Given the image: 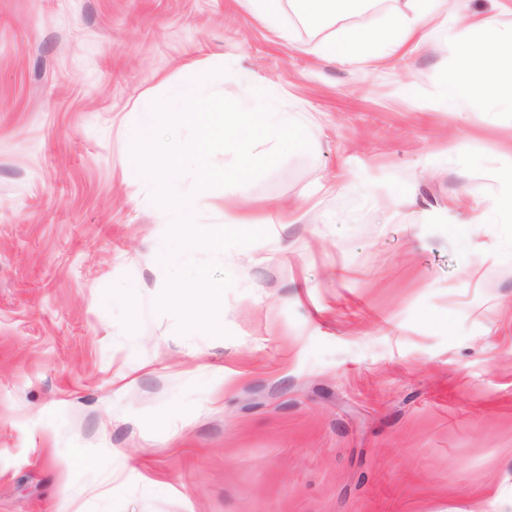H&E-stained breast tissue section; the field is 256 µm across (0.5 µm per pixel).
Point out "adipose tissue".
<instances>
[{
  "label": "adipose tissue",
  "mask_w": 512,
  "mask_h": 512,
  "mask_svg": "<svg viewBox=\"0 0 512 512\" xmlns=\"http://www.w3.org/2000/svg\"><path fill=\"white\" fill-rule=\"evenodd\" d=\"M446 2L427 0L414 14H389L383 27L376 31L343 27L333 40L321 44L319 50L346 64L364 62L376 42L400 48L421 35L424 26L439 18ZM295 3L303 21L316 26L330 18L365 11L372 0H295ZM507 55L501 32L493 20L483 19L471 24L459 50V66L448 82L449 98L469 101L477 108L490 100L512 101V79L502 74V63Z\"/></svg>",
  "instance_id": "obj_1"
}]
</instances>
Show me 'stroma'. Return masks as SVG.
I'll return each instance as SVG.
<instances>
[{"mask_svg": "<svg viewBox=\"0 0 512 512\" xmlns=\"http://www.w3.org/2000/svg\"><path fill=\"white\" fill-rule=\"evenodd\" d=\"M281 0H0V512H490L512 494V105L446 88L462 19L512 41V0H448L385 58L317 52ZM253 86L310 147L205 191L264 239L191 259L233 277L226 335L156 309L168 227L130 154L145 102L197 71ZM470 222L460 230V222ZM88 463H72L75 451ZM260 1L262 4L257 5L258 17L270 24L274 25L283 38L291 39L293 32L288 26V18L282 13L278 3L279 0H249Z\"/></svg>", "mask_w": 512, "mask_h": 512, "instance_id": "stroma-1", "label": "stroma"}]
</instances>
